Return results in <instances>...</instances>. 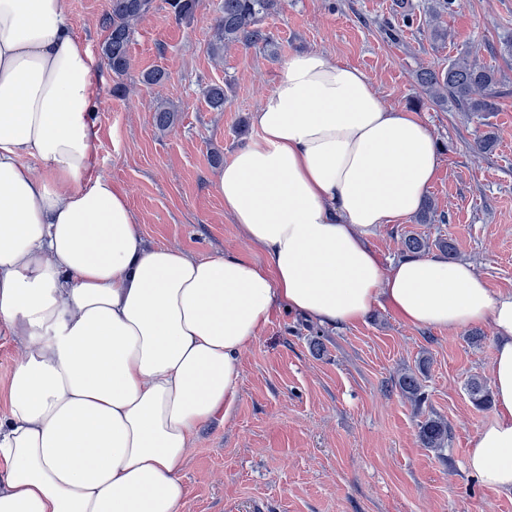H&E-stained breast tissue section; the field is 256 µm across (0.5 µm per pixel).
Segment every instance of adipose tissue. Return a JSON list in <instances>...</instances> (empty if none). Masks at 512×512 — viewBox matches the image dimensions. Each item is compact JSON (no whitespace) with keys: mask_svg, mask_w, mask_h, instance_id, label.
Returning a JSON list of instances; mask_svg holds the SVG:
<instances>
[{"mask_svg":"<svg viewBox=\"0 0 512 512\" xmlns=\"http://www.w3.org/2000/svg\"><path fill=\"white\" fill-rule=\"evenodd\" d=\"M95 99L66 0H0V330L24 345L0 418V512H181L191 440L229 412L273 311L336 327L381 302L418 328L490 324L495 413L466 465L512 494V292L466 261L385 267L369 247L438 176L417 114L323 52L290 56L256 138L214 178L258 263L145 246L126 193L92 172Z\"/></svg>","mask_w":512,"mask_h":512,"instance_id":"1","label":"adipose tissue"}]
</instances>
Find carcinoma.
<instances>
[{
  "label": "carcinoma",
  "instance_id": "obj_1",
  "mask_svg": "<svg viewBox=\"0 0 512 512\" xmlns=\"http://www.w3.org/2000/svg\"><path fill=\"white\" fill-rule=\"evenodd\" d=\"M282 0H222L219 15L211 27L212 35L209 52L217 60L223 59L224 48L241 44L246 47L268 46L272 43L270 33L263 27L264 19L281 8ZM174 16L179 19L194 17L199 0H167ZM453 0H431L429 12L433 25L431 38L443 42L448 31L441 25V17L452 12ZM155 9V0H109V7L101 19L106 31L105 40L100 45V55L112 74L120 79L130 68L129 44L136 24ZM416 82L423 94L435 105H450L459 112L497 111L501 73L495 67L477 61L470 51L465 50L450 60L448 66L423 67L416 71ZM208 106L216 111H224V87L210 85L205 90ZM176 120V109L166 101L155 108L156 127L165 131ZM452 258L456 254L455 245L442 238L432 244ZM429 241L417 234L403 237L404 251L420 254L432 246ZM424 368L409 371L398 379L400 391L418 403L422 396ZM468 394L472 403L487 407L491 395L481 380L468 381ZM452 429L441 418H428L419 427V441L424 448L438 453L443 452L451 438Z\"/></svg>",
  "mask_w": 512,
  "mask_h": 512
}]
</instances>
